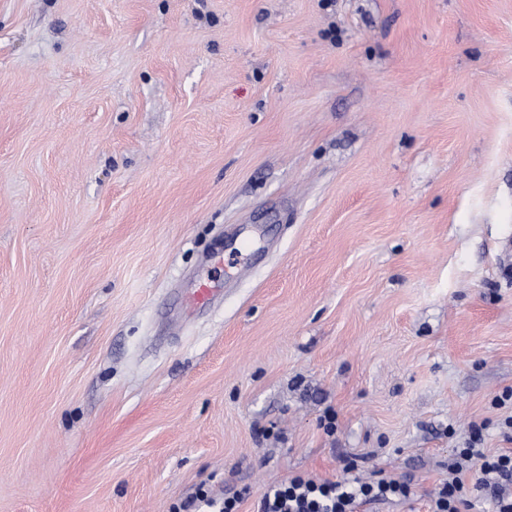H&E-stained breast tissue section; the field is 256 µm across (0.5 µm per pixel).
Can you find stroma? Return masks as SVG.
Masks as SVG:
<instances>
[{
	"label": "stroma",
	"instance_id": "stroma-1",
	"mask_svg": "<svg viewBox=\"0 0 512 512\" xmlns=\"http://www.w3.org/2000/svg\"><path fill=\"white\" fill-rule=\"evenodd\" d=\"M510 389L512 0H0V512H431ZM406 480L382 476L373 482L320 480L294 476L266 486L259 499L258 512H356L357 505L408 497ZM243 496L235 493L229 497L217 498L206 492L201 493L197 497L199 502L197 512H238L239 504L242 502Z\"/></svg>",
	"mask_w": 512,
	"mask_h": 512
}]
</instances>
